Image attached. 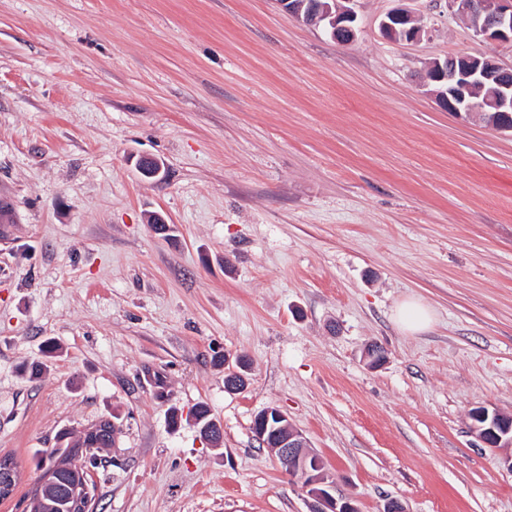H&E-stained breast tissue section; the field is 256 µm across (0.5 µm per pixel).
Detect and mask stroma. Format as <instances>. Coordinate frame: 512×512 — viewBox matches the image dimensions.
Returning a JSON list of instances; mask_svg holds the SVG:
<instances>
[{
    "instance_id": "obj_1",
    "label": "stroma",
    "mask_w": 512,
    "mask_h": 512,
    "mask_svg": "<svg viewBox=\"0 0 512 512\" xmlns=\"http://www.w3.org/2000/svg\"><path fill=\"white\" fill-rule=\"evenodd\" d=\"M400 5L420 41L381 34ZM355 10L342 44L277 0H0V457L21 476L0 512L102 416L121 435L96 512H309L253 436L269 407L360 512H512L506 451L469 419L512 415V132L424 85L512 46L448 0ZM410 298L425 332L393 321Z\"/></svg>"
}]
</instances>
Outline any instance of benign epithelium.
Segmentation results:
<instances>
[{
    "label": "benign epithelium",
    "instance_id": "1",
    "mask_svg": "<svg viewBox=\"0 0 512 512\" xmlns=\"http://www.w3.org/2000/svg\"><path fill=\"white\" fill-rule=\"evenodd\" d=\"M278 3L307 25H332L340 35V43L356 38L354 0H328L314 15L301 14L293 0ZM465 9L469 26L477 35L486 41L512 44V0H466ZM380 31L394 42L414 41L422 36L424 26L410 11L395 8L381 21ZM511 72L512 65L505 66L492 56L462 54L431 62L426 80L428 85L439 88L436 99L452 113L503 112L512 117V83L504 79ZM471 419L472 430L486 447L512 446V415L479 406L472 410ZM254 436L261 445L277 452L281 468L303 480L310 512H358L355 498H337L329 492L331 483L321 459L307 450L305 438L281 411H260L255 416ZM71 461L72 470L89 473L99 457L94 449L84 448Z\"/></svg>",
    "mask_w": 512,
    "mask_h": 512
}]
</instances>
